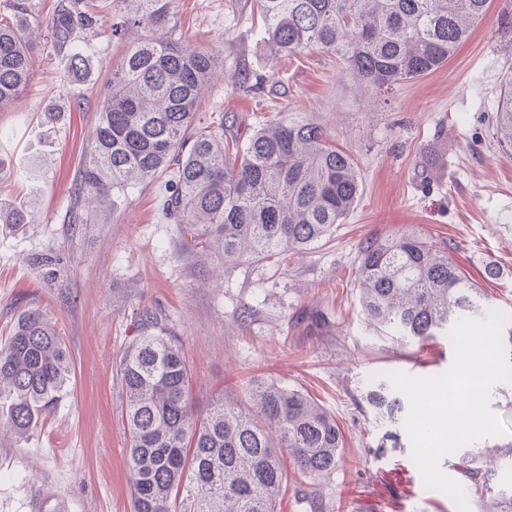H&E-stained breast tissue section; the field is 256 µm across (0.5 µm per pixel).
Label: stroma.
I'll return each mask as SVG.
<instances>
[{
    "mask_svg": "<svg viewBox=\"0 0 512 512\" xmlns=\"http://www.w3.org/2000/svg\"><path fill=\"white\" fill-rule=\"evenodd\" d=\"M107 14L68 71L44 29L32 35L30 90L0 112V204L27 205L31 223L0 224V345L18 316L39 308L55 323L73 367L66 395L29 440L0 433V512H130L127 429L116 367L135 312L156 310L180 336L193 370L191 405L244 401L258 377L303 391L336 419L343 460L330 476L287 468L279 512H458L426 487L410 451L373 452L379 434L363 393L391 372L435 376L453 359L450 337L424 345L381 337L358 303L361 243L401 229L447 243L465 276L512 317V156L491 138L512 71V0L485 19L436 71L376 97L345 76L334 55L271 56L255 0H174L175 41L216 52L223 77L198 116L225 128L304 112L330 144L355 156L363 195L329 240L296 255L225 266L163 211L164 180L121 193L112 208L77 209L74 193L101 105L100 88L142 28L112 35ZM59 119L44 126L40 115ZM62 258L47 280L36 264ZM500 269L486 277L489 263Z\"/></svg>",
    "mask_w": 512,
    "mask_h": 512,
    "instance_id": "stroma-1",
    "label": "stroma"
}]
</instances>
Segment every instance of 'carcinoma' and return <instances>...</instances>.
Returning <instances> with one entry per match:
<instances>
[{
    "mask_svg": "<svg viewBox=\"0 0 512 512\" xmlns=\"http://www.w3.org/2000/svg\"><path fill=\"white\" fill-rule=\"evenodd\" d=\"M127 27L151 35L127 45L103 89L78 199L115 205L114 195L164 174V210L194 241L218 244L224 263L260 261L307 250L329 237L361 196L354 156L329 145L323 128L303 112H283L251 132L224 140V121L197 120L199 101L217 78L215 55L162 34L174 0H117ZM262 38L276 55L319 50L380 95L448 62L490 0H256ZM24 0L0 12V112L33 79L20 16ZM104 21L102 0H59L46 28L74 75L87 59L80 39ZM506 82L494 115L496 142L512 151V90ZM1 224H29L25 208L0 207ZM47 273L60 257L37 258ZM358 302L369 325L420 345L449 334L461 318L485 317L480 295L441 244L414 231L370 237L360 246ZM117 374L125 400L127 467L132 512H278L281 449L304 476L336 471L343 439L336 419L298 389L254 379L253 412L220 399L201 419L190 403L191 369L179 337L148 308ZM71 376L67 347L45 315L30 310L0 347V427L29 438L55 408ZM365 401L383 434L375 452L401 447L406 398L385 380ZM459 474L471 499L497 497L512 512V490L493 486L495 469L464 458Z\"/></svg>",
    "mask_w": 512,
    "mask_h": 512,
    "instance_id": "1",
    "label": "carcinoma"
}]
</instances>
